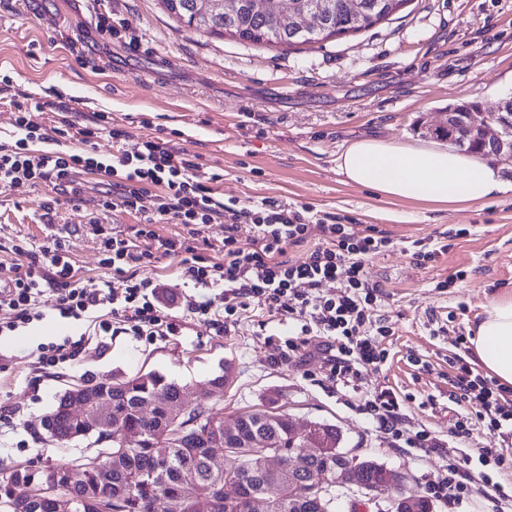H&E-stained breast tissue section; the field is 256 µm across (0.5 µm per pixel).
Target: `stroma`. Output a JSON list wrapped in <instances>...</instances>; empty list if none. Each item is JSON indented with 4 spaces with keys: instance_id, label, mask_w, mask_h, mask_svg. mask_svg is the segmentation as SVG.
Segmentation results:
<instances>
[{
    "instance_id": "stroma-1",
    "label": "stroma",
    "mask_w": 512,
    "mask_h": 512,
    "mask_svg": "<svg viewBox=\"0 0 512 512\" xmlns=\"http://www.w3.org/2000/svg\"><path fill=\"white\" fill-rule=\"evenodd\" d=\"M104 11L125 22V37L98 33L95 16ZM149 70L159 81L146 79ZM4 75L35 123L52 127L63 105L84 123L105 113L133 138L169 140L198 155L224 197L303 204L355 230L383 231L394 245L365 263L382 292L376 314L393 331L382 341L388 360L367 374L363 390L346 394L318 374L322 338L310 337L306 355L282 358L288 329L264 304L252 303L221 333L190 317L182 302L193 285L179 257L159 256L147 271L164 315L179 327L174 336L91 335L88 321L60 317L55 291H46L43 319L0 342V473L70 459L42 427L69 386L155 371L204 392L228 417L276 394L296 423L336 425L343 451L408 474L414 492L430 497L447 455L392 447L362 406L369 391L389 387L406 396L412 425L443 438L453 428L458 341L472 337L492 295L512 289V164L499 167L504 192L448 210L347 183L336 159L366 136L433 145L420 127L438 122L449 104L475 101L490 113L512 98V0H408L372 28L291 48L186 29L159 0H0ZM76 181V204L45 183L0 192V263L28 261L46 245L49 231L34 216L56 196L54 231L80 277L104 278L122 292V277L101 266L89 222L102 187L90 173ZM421 238L447 243V253L417 264L403 243ZM63 342L77 344L75 360L40 367L42 346ZM227 365L230 383L212 387Z\"/></svg>"
}]
</instances>
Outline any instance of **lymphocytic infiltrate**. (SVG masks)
I'll use <instances>...</instances> for the list:
<instances>
[{"instance_id":"1","label":"lymphocytic infiltrate","mask_w":512,"mask_h":512,"mask_svg":"<svg viewBox=\"0 0 512 512\" xmlns=\"http://www.w3.org/2000/svg\"><path fill=\"white\" fill-rule=\"evenodd\" d=\"M13 127V143L0 142L1 189L45 182L62 192L73 185L75 173L90 172L99 175L106 188L99 201L101 210L135 213L139 227L131 236L116 233L103 241L107 253L103 266L124 281L118 294L104 282L77 279L59 243L31 256L29 262L8 266L0 275L6 283L0 290L1 336L42 318L40 298L48 282L61 286L56 308L63 317L79 320L106 309L112 320L100 322L102 332L117 324L135 336L176 335V325L162 313L153 281L139 274L159 256L173 254L181 256V274L197 289L185 297L186 311L214 329L223 330L229 319L258 300L287 323L289 354L299 353L308 337L325 338L321 370L337 390H358L366 373L386 364L382 339L391 330L374 317L380 290L367 281L364 271L367 258L391 245L382 232L373 228L358 232L336 214L315 216L308 206H292L274 197L248 204L224 199L193 155L152 138L127 147L128 132L113 127L102 113L88 125L63 120L51 133L21 112ZM104 132L117 147L108 158L91 148L93 139ZM54 134L77 141L80 150L42 149V142ZM152 186L161 187L162 193L147 210L139 201ZM166 221L182 225L184 236L160 237L155 227ZM214 223L224 226V258L216 262L198 254L195 246L204 227ZM243 224L254 230L247 243L238 238ZM307 242L312 248L305 260L288 259V247ZM326 281L338 283L336 295L322 294ZM452 384L457 404L469 406L470 411L457 419L445 441L431 430L412 426L403 412V398L391 389L371 393L364 411L394 447L415 448L427 455L447 449L448 474L432 483L431 491L434 497L456 504L476 492L488 498L500 493L490 472L512 469V459L497 449L458 446L478 423L491 434L512 435V390L475 375L461 355L455 358Z\"/></svg>"}]
</instances>
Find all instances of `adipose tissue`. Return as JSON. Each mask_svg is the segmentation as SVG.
<instances>
[{
    "label": "adipose tissue",
    "mask_w": 512,
    "mask_h": 512,
    "mask_svg": "<svg viewBox=\"0 0 512 512\" xmlns=\"http://www.w3.org/2000/svg\"><path fill=\"white\" fill-rule=\"evenodd\" d=\"M347 182L387 199L426 201L441 208L484 202L502 192L497 170L487 162L433 146L402 145L366 138L338 157ZM479 365L500 384L512 386V290L494 294L471 340Z\"/></svg>",
    "instance_id": "obj_1"
}]
</instances>
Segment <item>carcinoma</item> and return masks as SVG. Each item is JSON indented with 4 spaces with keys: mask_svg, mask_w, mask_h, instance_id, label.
<instances>
[{
    "mask_svg": "<svg viewBox=\"0 0 512 512\" xmlns=\"http://www.w3.org/2000/svg\"><path fill=\"white\" fill-rule=\"evenodd\" d=\"M408 0H291L298 12L321 11L320 28L304 36L284 25L267 0H240L232 12L217 11L200 22L198 0H161L166 11L187 29L209 35L231 36L254 45L288 46L317 43L336 35L368 29L392 15L393 3ZM83 391L98 406L106 405L112 417L108 448L89 455L100 462L83 468V455L61 465L75 469L72 477H57L45 469L26 466L0 477V512H55L51 498L37 489L54 483L75 500V512H253L257 499L265 512H336L332 472L339 429L320 423L323 436L314 439L296 432L290 417L279 411L277 399L265 398L262 407L226 420L212 415L214 407L201 402L189 411L174 413L181 386L157 372L136 373L118 380L82 383ZM66 390L46 416L53 438L61 445L86 438L81 422L69 411ZM206 422L194 429L191 422L202 414ZM137 431L142 442L124 445L121 436ZM222 447L212 448L214 439ZM308 452L301 474L291 475L292 449ZM281 457L272 471L268 458ZM229 464L219 466L217 458ZM355 480L348 485L366 495L389 489V473L369 460L345 459ZM395 512H432L422 496L393 498Z\"/></svg>",
    "mask_w": 512,
    "mask_h": 512,
    "instance_id": "obj_1",
    "label": "carcinoma"
}]
</instances>
